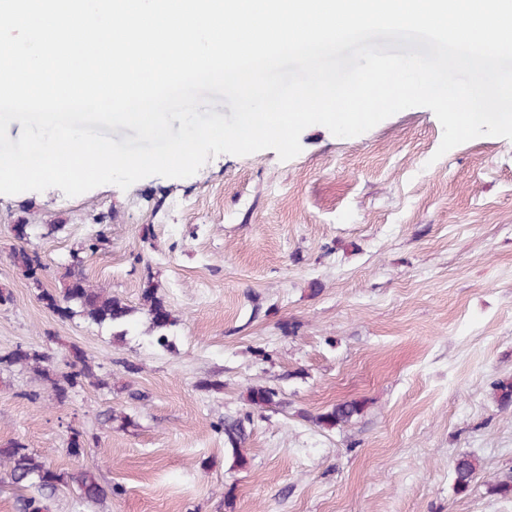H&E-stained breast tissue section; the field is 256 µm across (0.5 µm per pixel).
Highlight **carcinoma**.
<instances>
[{
  "label": "carcinoma",
  "instance_id": "obj_1",
  "mask_svg": "<svg viewBox=\"0 0 512 512\" xmlns=\"http://www.w3.org/2000/svg\"><path fill=\"white\" fill-rule=\"evenodd\" d=\"M15 262L24 268L33 283L40 284L36 271L41 267L37 255L29 254L20 249L14 255ZM68 283L61 298L49 297L51 302H60L61 311L69 318L79 317L89 323L109 327L125 325L133 309L124 301L114 295L106 293L100 288L86 285L85 292L77 294L72 285L77 280H86L80 271H71L67 274ZM142 310L146 315L150 329L154 332V343L162 348L170 347L168 331L175 326L176 318L163 299L158 296L157 288L152 281H147L142 291ZM22 365L35 376L50 383L53 392L59 400L68 396L70 389L84 383L91 385H106L104 379L99 377L94 367L80 357L66 363L68 371L58 372L55 368V354L50 350H28L24 356L11 351L0 354V367ZM494 401L501 408L512 407V378L499 380L493 384ZM279 393L270 387L256 385L249 388L246 402L253 409H271L279 405ZM362 410L358 401H343L332 405L329 409L316 415L307 414L305 418L318 428L333 430L348 423ZM250 415L242 418H228L221 423L224 432V445L233 452L245 444L248 434L244 421ZM0 465L6 468L8 483L20 490L31 489V496H20L16 501L17 512H51L54 498L61 487L72 482L76 484L80 498L85 501H97L106 497L105 489L98 483L95 475L90 471H81L77 474L64 475L52 470L36 454L29 451L27 446L18 441H12L4 448H0ZM478 470L477 460L470 455H462L453 465L454 484L456 491L464 493L469 490Z\"/></svg>",
  "mask_w": 512,
  "mask_h": 512
}]
</instances>
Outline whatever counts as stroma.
<instances>
[{
  "mask_svg": "<svg viewBox=\"0 0 512 512\" xmlns=\"http://www.w3.org/2000/svg\"><path fill=\"white\" fill-rule=\"evenodd\" d=\"M442 135L413 107L356 137L309 126L287 161L221 154L125 190L0 194V353L78 355L110 383L60 401L28 371L0 370V448L22 441L112 490L92 504L62 487L51 512H512L488 490L512 472V407L492 400L512 378V140L439 158ZM21 244L41 258L37 279L13 262ZM75 250L91 285L134 308L123 335L47 304ZM149 282L176 318L166 350L139 311ZM253 385L281 406L249 412ZM351 400L363 408L342 428L311 423ZM110 408L131 425H105ZM247 412L235 453L217 425ZM462 453L479 467L459 493Z\"/></svg>",
  "mask_w": 512,
  "mask_h": 512,
  "instance_id": "35a3bbf8",
  "label": "stroma"
}]
</instances>
